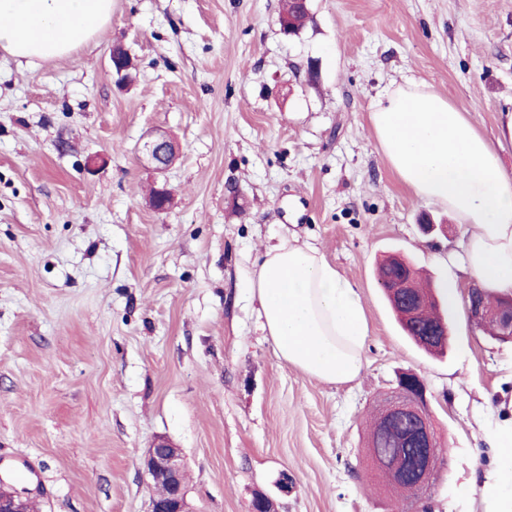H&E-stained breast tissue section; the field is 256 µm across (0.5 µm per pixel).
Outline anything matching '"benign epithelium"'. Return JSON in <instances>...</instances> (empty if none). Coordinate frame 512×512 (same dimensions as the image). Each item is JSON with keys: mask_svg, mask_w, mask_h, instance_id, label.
<instances>
[{"mask_svg": "<svg viewBox=\"0 0 512 512\" xmlns=\"http://www.w3.org/2000/svg\"><path fill=\"white\" fill-rule=\"evenodd\" d=\"M143 154L154 170L161 173L175 160L177 148L167 134L153 132L143 144ZM389 261L399 265L400 270L398 274L382 280V288L390 297L399 321L416 330L434 300L421 299L413 294L412 273L404 258L394 254ZM485 292L486 289L479 284L467 289L470 323L484 329L487 336L498 342L512 343V295L502 298L496 312L491 313L485 306ZM397 418L411 421L413 438L420 451L412 472L400 467L394 470V477L399 481L411 479L422 497L431 488L442 458L428 413L426 386L413 371L398 375L393 397L378 412V421L383 427ZM143 465L151 490L161 491V495L151 496L150 512H196L188 498L181 448L166 439H158L148 448ZM30 505L28 492H19L0 480V512H30Z\"/></svg>", "mask_w": 512, "mask_h": 512, "instance_id": "7a95c632", "label": "benign epithelium"}]
</instances>
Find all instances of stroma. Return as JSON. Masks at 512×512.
I'll return each instance as SVG.
<instances>
[{
    "label": "stroma",
    "mask_w": 512,
    "mask_h": 512,
    "mask_svg": "<svg viewBox=\"0 0 512 512\" xmlns=\"http://www.w3.org/2000/svg\"><path fill=\"white\" fill-rule=\"evenodd\" d=\"M279 7L112 0L65 58L0 53V478L37 512H148L141 460L159 437L181 448L198 512H251L259 493L276 512H399L365 468V419L407 369L445 459L424 512H486L512 344L472 327L462 301L444 356L403 335L378 261L397 252L465 287L464 228L390 169L371 107L391 81L422 80L496 139L512 0H311L291 37ZM154 129L180 145L162 174L140 157ZM163 184L174 204L159 212ZM292 233L361 292L367 364L352 382L285 364L259 328L242 272Z\"/></svg>",
    "instance_id": "stroma-1"
}]
</instances>
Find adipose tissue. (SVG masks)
Masks as SVG:
<instances>
[{
	"label": "adipose tissue",
	"instance_id": "adipose-tissue-1",
	"mask_svg": "<svg viewBox=\"0 0 512 512\" xmlns=\"http://www.w3.org/2000/svg\"><path fill=\"white\" fill-rule=\"evenodd\" d=\"M111 16L112 0H0V51L29 64L56 60L92 41ZM371 120L400 180L463 225L466 272L492 294H512V174L468 111L407 80L378 93ZM245 279L279 359L327 384L359 377L368 336L361 293L317 247L279 237ZM492 440L502 468L485 494L495 512H512V422Z\"/></svg>",
	"mask_w": 512,
	"mask_h": 512
}]
</instances>
